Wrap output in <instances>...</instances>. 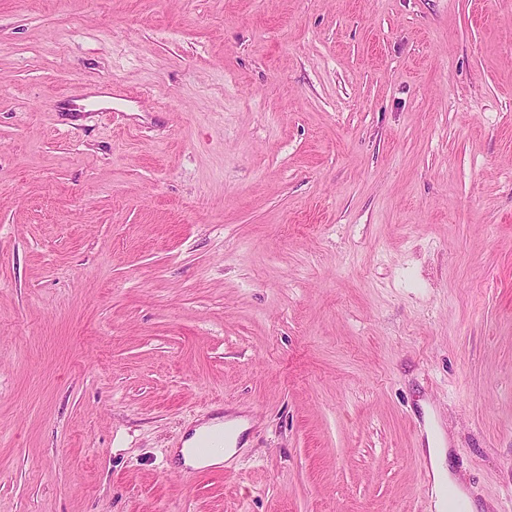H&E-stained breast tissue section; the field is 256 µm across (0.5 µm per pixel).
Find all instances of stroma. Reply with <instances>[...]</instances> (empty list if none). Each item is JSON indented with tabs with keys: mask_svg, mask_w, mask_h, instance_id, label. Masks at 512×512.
I'll return each mask as SVG.
<instances>
[{
	"mask_svg": "<svg viewBox=\"0 0 512 512\" xmlns=\"http://www.w3.org/2000/svg\"><path fill=\"white\" fill-rule=\"evenodd\" d=\"M428 423L512 512V0H0V512H430ZM215 431H224V445L229 442L232 433L230 430L224 429V421L212 422L196 428L193 434L185 441L184 447L180 449V452H177V454H180L179 456L182 458L185 466L200 468L218 465L235 452V448H218L219 446H216V444L222 440L216 438L212 441L204 442L201 447L198 448L200 453L209 452L211 448H217L209 455L194 456L190 453V448L195 447L201 437Z\"/></svg>",
	"mask_w": 512,
	"mask_h": 512,
	"instance_id": "stroma-1",
	"label": "stroma"
}]
</instances>
